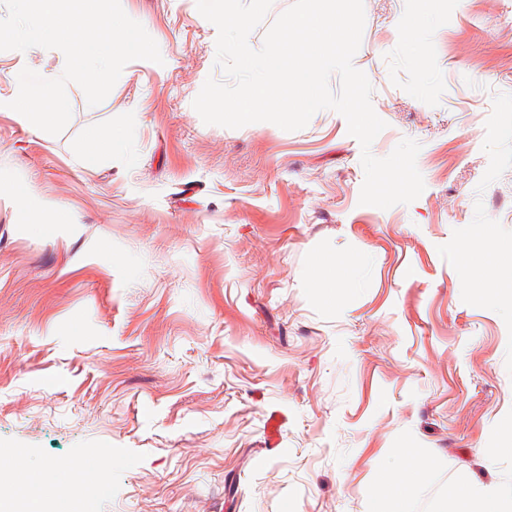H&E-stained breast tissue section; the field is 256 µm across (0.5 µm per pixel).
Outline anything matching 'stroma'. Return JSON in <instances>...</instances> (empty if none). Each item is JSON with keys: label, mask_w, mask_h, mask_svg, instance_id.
<instances>
[{"label": "stroma", "mask_w": 512, "mask_h": 512, "mask_svg": "<svg viewBox=\"0 0 512 512\" xmlns=\"http://www.w3.org/2000/svg\"><path fill=\"white\" fill-rule=\"evenodd\" d=\"M163 64L129 62L97 107L37 135L0 112V173L70 224L31 227L0 197V471L24 453L61 502L97 512H448V490L512 487V0H364L354 66L425 189L360 204L359 142L332 110L286 131L209 125L216 66L196 0H121ZM65 56L0 51V94ZM119 135L111 153L91 129ZM336 265L314 287L324 260ZM282 415L268 450L266 417ZM423 464L418 486L382 493Z\"/></svg>", "instance_id": "obj_1"}]
</instances>
